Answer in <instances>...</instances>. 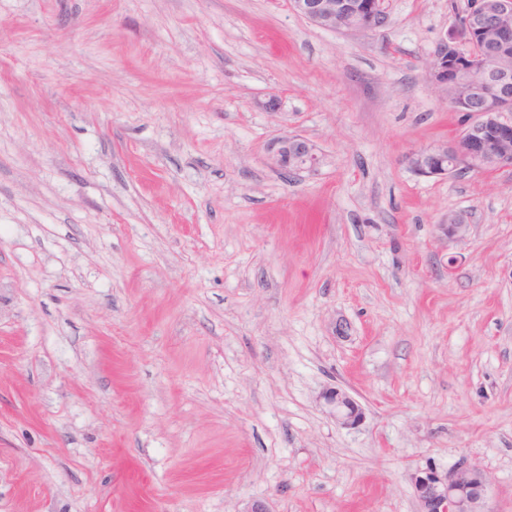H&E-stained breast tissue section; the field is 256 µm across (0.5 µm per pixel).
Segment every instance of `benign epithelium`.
Returning a JSON list of instances; mask_svg holds the SVG:
<instances>
[{"label":"benign epithelium","instance_id":"1","mask_svg":"<svg viewBox=\"0 0 512 512\" xmlns=\"http://www.w3.org/2000/svg\"><path fill=\"white\" fill-rule=\"evenodd\" d=\"M293 9L314 25L333 32L384 26L388 0H291ZM425 77L460 112L474 116L449 143L420 148L405 157L416 175L446 176L462 168L485 172L512 169V0H468L456 29L437 44L425 65ZM273 167L288 178L319 163L313 146L292 134L269 148ZM468 224L461 214L448 216L440 229L460 238ZM326 403L336 422L353 428L363 418L359 404L342 388L329 389ZM421 512H483L490 485L487 472L465 458L445 471L426 468L412 475Z\"/></svg>","mask_w":512,"mask_h":512}]
</instances>
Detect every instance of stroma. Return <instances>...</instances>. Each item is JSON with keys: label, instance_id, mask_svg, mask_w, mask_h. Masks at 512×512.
<instances>
[{"label": "stroma", "instance_id": "obj_1", "mask_svg": "<svg viewBox=\"0 0 512 512\" xmlns=\"http://www.w3.org/2000/svg\"><path fill=\"white\" fill-rule=\"evenodd\" d=\"M466 4L0 0V512H419L462 457L512 512V171L404 163ZM293 9L314 25L333 32H356L384 26L387 0H368L361 6L346 0H291ZM273 167L285 178L299 169H313L319 158L313 146L298 135L285 134L277 138L269 148ZM324 399L336 413V422L341 427L354 428L362 420L361 407L344 389H329L325 392Z\"/></svg>", "mask_w": 512, "mask_h": 512}]
</instances>
